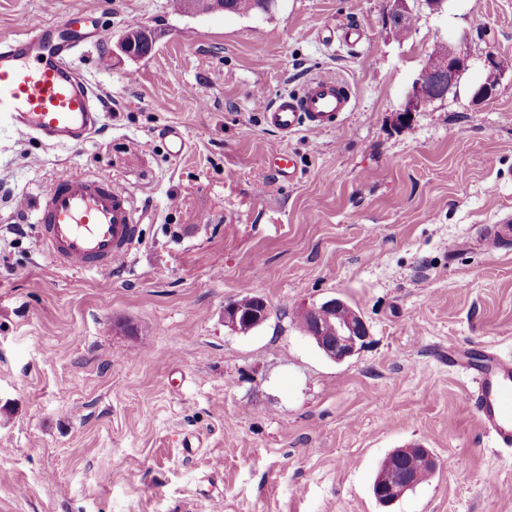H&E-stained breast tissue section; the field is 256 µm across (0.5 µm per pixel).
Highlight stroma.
<instances>
[{
    "label": "stroma",
    "instance_id": "stroma-1",
    "mask_svg": "<svg viewBox=\"0 0 512 512\" xmlns=\"http://www.w3.org/2000/svg\"><path fill=\"white\" fill-rule=\"evenodd\" d=\"M392 5L0 0V37L77 12L112 30L74 59L103 101L86 143L0 120V512H512V449L482 435L448 367L452 344L512 353V244H481L512 212V0H447L406 39ZM132 17L152 38L142 57L118 47ZM440 41L468 70L396 124ZM491 55L496 95L473 102ZM316 76L351 91L339 128L264 125L272 98ZM168 125L188 143L177 159ZM279 151L293 178L270 167ZM63 170L132 196L139 243L121 267L64 272L35 249L34 212L10 201L37 204ZM246 294L270 314L241 333L224 306ZM334 297L369 327L341 362L296 320ZM411 444L439 468L382 506L377 471ZM179 9L185 12L208 13L217 9L239 15H249L256 11H267L270 0H196L193 8L185 0H176Z\"/></svg>",
    "mask_w": 512,
    "mask_h": 512
}]
</instances>
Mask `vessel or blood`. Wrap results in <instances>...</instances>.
<instances>
[{
  "label": "vessel or blood",
  "instance_id": "b4317fda",
  "mask_svg": "<svg viewBox=\"0 0 512 512\" xmlns=\"http://www.w3.org/2000/svg\"><path fill=\"white\" fill-rule=\"evenodd\" d=\"M20 34L0 39V118L23 135L51 145L77 146L94 134L102 110L72 58L86 42L109 39L103 26L90 31L50 23L22 22ZM352 107V96L336 80L308 79L296 94L266 105L265 124L284 137L335 129ZM35 208V244L52 265L71 272L112 270L125 263L138 241L140 217L131 196L104 174H60ZM448 365L473 381L465 394L481 431L497 447H512V355L488 350L473 359L468 350H448Z\"/></svg>",
  "mask_w": 512,
  "mask_h": 512
}]
</instances>
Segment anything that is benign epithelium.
Instances as JSON below:
<instances>
[{"label": "benign epithelium", "instance_id": "7a95c632", "mask_svg": "<svg viewBox=\"0 0 512 512\" xmlns=\"http://www.w3.org/2000/svg\"><path fill=\"white\" fill-rule=\"evenodd\" d=\"M413 14L408 0H394L388 24L392 27L408 23ZM149 38L143 30L136 36L127 31L118 43L119 49L131 56L136 41ZM439 57L435 68L427 64L415 80L412 91L398 113V121L407 122L413 113L420 111L427 104L443 100L456 89L461 75L468 68V56L454 44L439 42L434 50ZM489 77L480 83L473 92V100L484 102L494 97L498 83L497 74L501 63L495 57H488ZM262 311H245L240 303L233 301L224 306V323L233 330L248 331L261 324V318L268 316L269 306L263 299H258ZM311 331L323 353L333 361H343L358 352L368 337V328L362 316L343 300L333 298L305 310ZM417 455L420 465L435 469L438 467L436 457L426 448L408 446L398 449V456L388 458L380 468L376 483L379 491L387 494L386 504L390 505L400 499L413 486L411 471L406 469L401 460L406 455Z\"/></svg>", "mask_w": 512, "mask_h": 512}]
</instances>
